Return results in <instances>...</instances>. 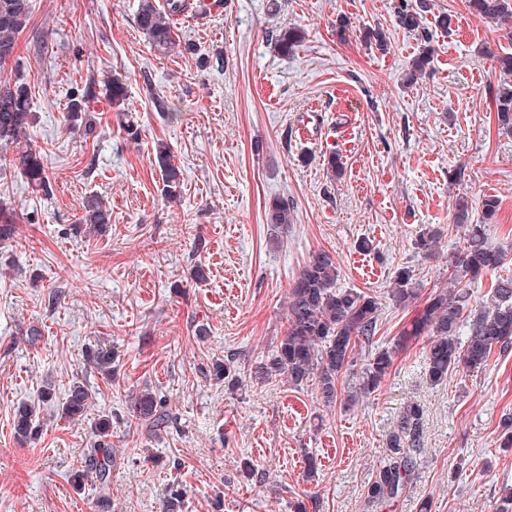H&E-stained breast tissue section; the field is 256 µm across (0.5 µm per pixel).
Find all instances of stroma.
I'll list each match as a JSON object with an SVG mask.
<instances>
[{"instance_id":"obj_1","label":"stroma","mask_w":512,"mask_h":512,"mask_svg":"<svg viewBox=\"0 0 512 512\" xmlns=\"http://www.w3.org/2000/svg\"><path fill=\"white\" fill-rule=\"evenodd\" d=\"M401 2L224 0L202 20L178 21L176 47L162 55L136 23L138 0H32L18 61L0 75L21 73L30 87L25 142L40 148L50 189L33 191L0 150V203L17 215L14 237L0 244V512H161L175 481L183 512H419L425 502L431 512H500L512 491L503 429L512 351L433 385L411 345L381 388L350 407L323 406L310 386L254 379L285 334L294 279L321 251L334 257L339 287L378 297V341L398 335L448 275L457 196L499 199L492 220L478 211L473 220L509 252L497 275L473 285L475 300L490 297L496 276H512V131L495 112V60L512 52V38L466 0H428L418 37L397 24ZM442 12L449 28L434 21ZM292 26L305 38L284 55L275 35ZM372 29L384 46L365 40ZM425 47L433 68L407 83ZM112 77L128 86L119 107L105 94ZM89 84L95 124L85 133L65 112ZM161 143L182 171L172 202L154 163ZM332 155L340 173L327 167ZM91 195L112 210L99 232L80 221ZM276 198L293 208L279 235L266 219ZM432 228L443 236L426 260L414 242ZM196 260L205 280L191 273ZM403 266L418 291L399 307L387 292ZM97 346L112 352L113 379L86 365V348ZM227 360L231 387L213 377ZM75 380L93 408L65 420ZM47 385L55 394L43 404ZM145 388L173 415L155 435L138 429L125 400ZM413 401L424 409L418 475L389 506L369 507L366 485ZM25 403L43 432L22 445L12 420ZM102 417L112 422L106 502L69 479L87 465Z\"/></svg>"}]
</instances>
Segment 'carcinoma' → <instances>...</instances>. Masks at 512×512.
Returning a JSON list of instances; mask_svg holds the SVG:
<instances>
[{
    "label": "carcinoma",
    "mask_w": 512,
    "mask_h": 512,
    "mask_svg": "<svg viewBox=\"0 0 512 512\" xmlns=\"http://www.w3.org/2000/svg\"><path fill=\"white\" fill-rule=\"evenodd\" d=\"M467 6L490 24L512 21V0H467ZM192 9L189 0H139L137 24L151 47L165 54L176 46L172 17ZM429 11L426 0L414 6L403 5L397 11L399 25L411 34L424 29L423 14ZM31 0H0V66L15 59L17 39L30 24ZM303 39V31L286 28L276 35L281 52L287 53ZM431 50L422 49L410 64V77L431 67ZM112 104L121 105L127 95L126 84L119 78L107 83ZM31 92L21 75L12 80L0 79V148L16 146L11 165L35 190L49 186L40 151L19 146L21 135L31 124ZM84 97L68 102L66 121L71 127L90 124L91 116ZM497 121L505 129L512 127V85H505L495 98ZM156 162L168 198L177 197L180 171L171 163L168 147L160 144ZM267 220L284 232L292 224L288 201L276 198L268 206ZM82 224L112 223V210L93 198L88 201ZM463 232L462 245L448 262L446 283L432 291L425 306L410 326L392 338L388 345L378 344V320L381 303L371 293L337 287L336 262L330 254L315 255L301 269L289 293L286 332L276 348L261 363L255 380L266 383L283 377L298 388L313 383L317 396L326 405L337 401L339 380L351 382L353 392L346 395L354 403L358 397L375 393L392 368L394 358L412 342H419L425 354L426 375L430 384L440 385L448 373L458 368L468 372L482 369L491 353H505L512 347V277H500L492 288L490 302L472 312L470 292L484 273L503 264L506 252L487 245L485 225L472 223V207L461 197L455 204L454 223L448 233ZM443 231L430 229L418 235L414 248L427 256L432 253ZM413 272L407 267L397 270L389 299L401 305L415 296ZM89 362L103 375L112 377V352L98 348L89 354ZM91 394L79 381L69 386L61 411L67 419H78L90 405ZM137 425L156 434L172 420L167 400L148 390L137 393L130 404ZM423 408L412 402L406 405L390 431L388 453L371 477L366 489L370 506L383 505L401 496L414 479L419 456L424 449ZM40 423L36 410L18 407L13 429L21 440L38 435ZM92 464L71 474L72 486L80 490L92 481L99 493H110L112 486V423L100 419L96 426ZM184 492L171 488L164 497L162 512H182Z\"/></svg>",
    "instance_id": "obj_1"
}]
</instances>
